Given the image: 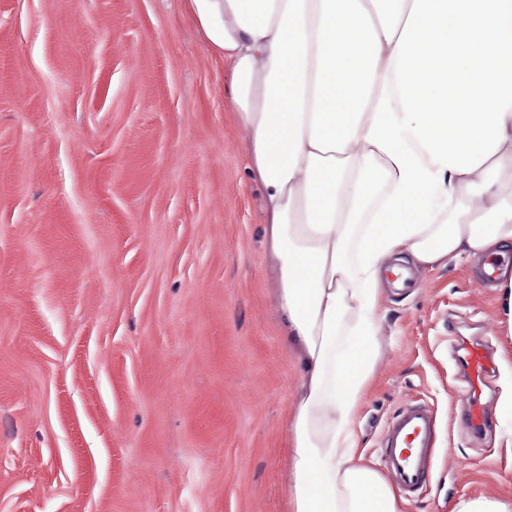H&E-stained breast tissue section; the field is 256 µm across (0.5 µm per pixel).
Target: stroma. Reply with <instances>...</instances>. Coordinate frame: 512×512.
Returning a JSON list of instances; mask_svg holds the SVG:
<instances>
[{
    "label": "stroma",
    "instance_id": "35a3bbf8",
    "mask_svg": "<svg viewBox=\"0 0 512 512\" xmlns=\"http://www.w3.org/2000/svg\"><path fill=\"white\" fill-rule=\"evenodd\" d=\"M232 84L182 0H0V512H289L300 364ZM502 298L465 259L383 293L358 452L406 403L438 420L405 512L512 497ZM463 340L494 350L481 444Z\"/></svg>",
    "mask_w": 512,
    "mask_h": 512
}]
</instances>
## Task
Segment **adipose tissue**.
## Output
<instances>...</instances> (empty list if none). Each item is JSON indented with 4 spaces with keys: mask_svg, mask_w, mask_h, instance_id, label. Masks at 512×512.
Listing matches in <instances>:
<instances>
[{
    "mask_svg": "<svg viewBox=\"0 0 512 512\" xmlns=\"http://www.w3.org/2000/svg\"><path fill=\"white\" fill-rule=\"evenodd\" d=\"M234 75L289 348L291 512H404L352 429L387 268L512 251V0H183ZM345 348H337L340 336Z\"/></svg>",
    "mask_w": 512,
    "mask_h": 512,
    "instance_id": "ef3b65f1",
    "label": "adipose tissue"
}]
</instances>
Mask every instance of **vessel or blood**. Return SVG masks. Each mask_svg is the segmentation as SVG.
<instances>
[{
	"mask_svg": "<svg viewBox=\"0 0 512 512\" xmlns=\"http://www.w3.org/2000/svg\"><path fill=\"white\" fill-rule=\"evenodd\" d=\"M490 344L470 343L463 355L466 379L459 392L464 423L472 437H479L491 424L493 411L484 402V391L493 369ZM436 416L428 406L407 403L388 421L380 440L381 460L399 490L416 498L432 477Z\"/></svg>",
	"mask_w": 512,
	"mask_h": 512,
	"instance_id": "vessel-or-blood-1",
	"label": "vessel or blood"
}]
</instances>
